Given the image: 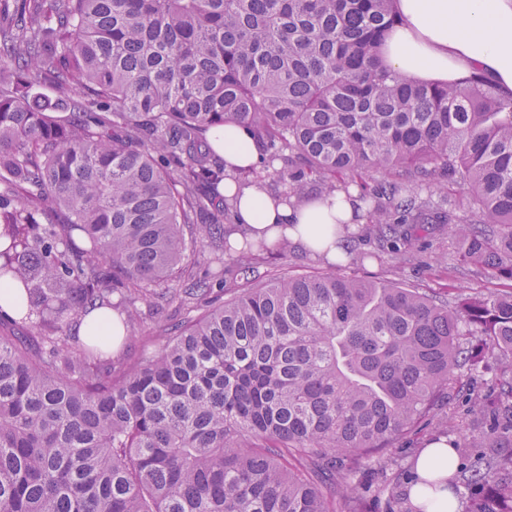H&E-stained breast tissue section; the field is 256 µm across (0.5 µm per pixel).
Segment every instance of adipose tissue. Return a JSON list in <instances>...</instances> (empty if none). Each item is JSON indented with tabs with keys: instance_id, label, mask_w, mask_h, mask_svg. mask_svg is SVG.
Instances as JSON below:
<instances>
[{
	"instance_id": "1",
	"label": "adipose tissue",
	"mask_w": 512,
	"mask_h": 512,
	"mask_svg": "<svg viewBox=\"0 0 512 512\" xmlns=\"http://www.w3.org/2000/svg\"><path fill=\"white\" fill-rule=\"evenodd\" d=\"M399 17L382 48L385 66L420 82L460 84L473 77L512 91V0H395ZM227 170L254 165L257 144L249 131L228 122L207 134ZM224 193L237 212L239 228L228 239H286L303 250L336 260L342 255L343 227L355 224L356 212L345 193L335 192L287 205L258 186L225 179ZM453 468L447 440L430 442L415 462L420 481L439 487L428 512H457L445 482Z\"/></svg>"
}]
</instances>
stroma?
Returning a JSON list of instances; mask_svg holds the SVG:
<instances>
[{
	"mask_svg": "<svg viewBox=\"0 0 512 512\" xmlns=\"http://www.w3.org/2000/svg\"><path fill=\"white\" fill-rule=\"evenodd\" d=\"M352 247L351 255L340 268L341 273L396 283L452 303L470 293H501L512 288V280L486 278L476 267L462 262L444 230H428L410 253L395 256L383 250L374 225L363 222L356 226ZM330 269L324 259L292 246L285 254L266 256L258 272L265 275ZM139 312V333L125 337L121 345L114 348V360L124 363L140 360L157 348L165 330L185 316L174 302L156 306L143 304ZM482 430L481 420L471 411L462 393L449 390L441 409L430 417L420 434L396 439L386 452L384 467L364 466L357 475V482L370 496L382 500L390 492H397L403 512H410L412 504L408 493L414 473L413 461L418 453L433 439L443 437L449 444H460Z\"/></svg>",
	"mask_w": 512,
	"mask_h": 512,
	"instance_id": "stroma-1",
	"label": "stroma"
}]
</instances>
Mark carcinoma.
Returning a JSON list of instances; mask_svg holds the SVG:
<instances>
[{"mask_svg":"<svg viewBox=\"0 0 512 512\" xmlns=\"http://www.w3.org/2000/svg\"><path fill=\"white\" fill-rule=\"evenodd\" d=\"M393 0H0V512H371L321 479L379 465L484 359L512 360V292L453 305L338 273L250 283L193 275L187 253L231 251L224 163L206 133L237 123L289 198L312 181L399 172L368 222L406 252L430 221L490 279L512 280V94L448 86L380 61ZM52 87L50 99L38 90ZM446 187L430 196L442 175ZM181 297L206 309L143 360L70 333L90 314ZM479 336L483 348L461 342ZM486 429L459 479L468 512H512V379L468 393Z\"/></svg>","mask_w":512,"mask_h":512,"instance_id":"cac0c4a2","label":"carcinoma"}]
</instances>
